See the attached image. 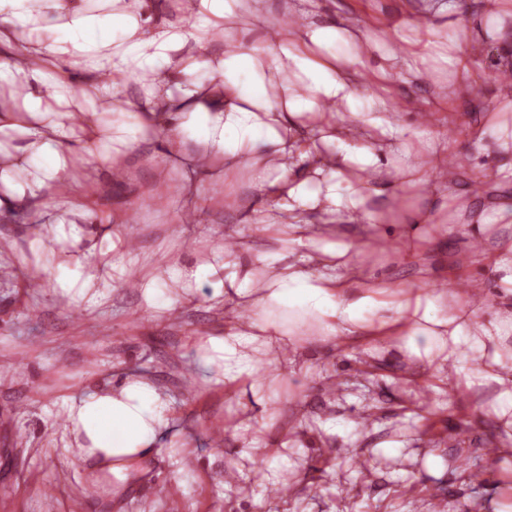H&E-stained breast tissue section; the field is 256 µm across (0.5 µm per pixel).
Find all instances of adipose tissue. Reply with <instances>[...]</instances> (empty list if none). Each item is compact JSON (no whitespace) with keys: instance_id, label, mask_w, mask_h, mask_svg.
Wrapping results in <instances>:
<instances>
[{"instance_id":"1","label":"adipose tissue","mask_w":512,"mask_h":512,"mask_svg":"<svg viewBox=\"0 0 512 512\" xmlns=\"http://www.w3.org/2000/svg\"><path fill=\"white\" fill-rule=\"evenodd\" d=\"M179 4L167 17L152 0H0V220L46 226L20 259L29 283L84 297L95 276L87 255L68 251L88 233L84 201L100 171L122 178L144 154L183 155L228 179L257 171L267 203L252 222L271 238L378 222L374 200L407 129L363 88V27L317 25L289 5L257 40L241 0ZM449 157L447 143L428 144L403 173L427 187ZM460 229L512 297V205L471 209ZM50 242L66 252L54 264L40 260ZM239 252L220 247L217 261H176L138 283L164 315L179 304L166 280L232 301L223 335L208 339L226 379L270 359L284 372V350L304 330L325 343L380 337L467 386L496 385L492 408L512 418V362L498 351L512 335V306L490 319L466 294L370 286L346 245L288 264L273 254L243 266ZM341 265L347 275H336ZM169 407L163 390L136 379L68 399L64 411L90 452L133 461L152 452Z\"/></svg>"}]
</instances>
